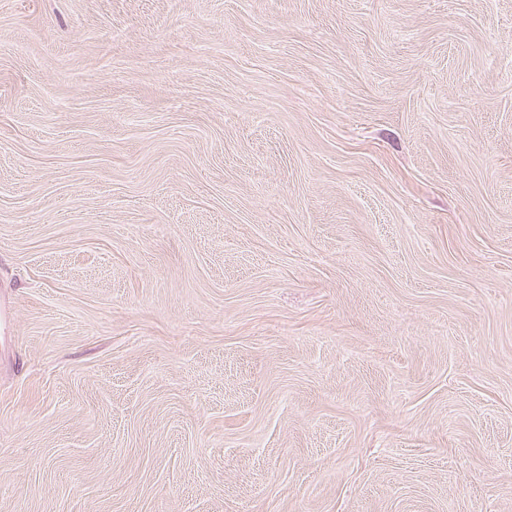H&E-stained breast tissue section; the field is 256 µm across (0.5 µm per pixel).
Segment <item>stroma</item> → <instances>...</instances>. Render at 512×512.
Here are the masks:
<instances>
[{
	"label": "stroma",
	"mask_w": 512,
	"mask_h": 512,
	"mask_svg": "<svg viewBox=\"0 0 512 512\" xmlns=\"http://www.w3.org/2000/svg\"><path fill=\"white\" fill-rule=\"evenodd\" d=\"M0 512H512V0H0Z\"/></svg>",
	"instance_id": "35a3bbf8"
}]
</instances>
